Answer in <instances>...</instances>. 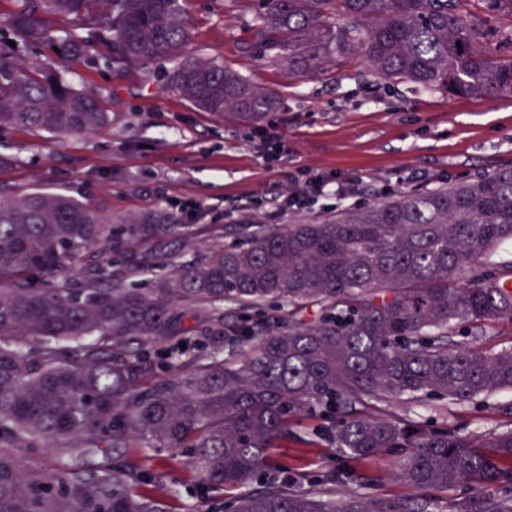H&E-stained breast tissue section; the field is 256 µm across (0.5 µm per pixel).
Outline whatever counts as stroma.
Returning a JSON list of instances; mask_svg holds the SVG:
<instances>
[{
    "label": "stroma",
    "mask_w": 512,
    "mask_h": 512,
    "mask_svg": "<svg viewBox=\"0 0 512 512\" xmlns=\"http://www.w3.org/2000/svg\"><path fill=\"white\" fill-rule=\"evenodd\" d=\"M188 52L214 58L254 86L274 91L285 103L263 129L282 144L279 160L267 165L261 141L249 126L224 123L184 98L158 75L157 61L135 70L106 65L107 50L96 46L67 61L72 84L96 92L112 115L107 129L58 138L24 129L0 132V153L11 165L0 170V200L37 190H63L90 201L113 222L157 210L188 209L198 224L219 226L220 234L196 242L194 255L239 243L246 225L322 217L336 209L387 198L396 192L423 193L512 167V93L448 97L386 83L354 54L338 58L313 79L271 62L270 51L252 46V27L263 0H186ZM482 18L485 45L512 59V11ZM323 174L355 186L353 196L317 198L299 210L282 205L301 173ZM385 412L430 429H448L476 440L512 429V390L475 402L429 400L393 403ZM317 419L295 421V439L273 449L270 476L295 489L315 490L327 472L362 475L361 489L384 500L416 495L385 452L360 462L326 437L316 436ZM171 512H210L213 500L196 489L179 456L162 453Z\"/></svg>",
    "instance_id": "1"
}]
</instances>
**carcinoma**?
Masks as SVG:
<instances>
[{"mask_svg":"<svg viewBox=\"0 0 512 512\" xmlns=\"http://www.w3.org/2000/svg\"><path fill=\"white\" fill-rule=\"evenodd\" d=\"M0 24L17 49H59L64 62L95 45L131 70L169 61L167 81L226 122L263 123L283 104L224 63L186 54L182 0H13ZM465 0H264L253 44L298 75L359 53L385 81L452 96L512 92V60L481 43ZM112 122L92 91L45 60L24 71L0 54V130L60 138ZM219 228L168 211L114 224L62 192L0 201V512H168L136 490L163 475L131 465L125 449L185 457L205 492L252 484L232 512H428L429 501L336 497V475L304 492L269 477V449L295 437L301 415L329 421L328 438L359 461L399 455L419 491L463 485L478 495L449 512H512L484 494L508 479L512 429L484 442L420 428L379 404L429 396L460 403L512 389V351L451 340L453 327L512 320V168L422 194L396 193L317 221L257 224L204 260L165 242ZM163 271L143 291L130 278ZM279 301L288 316L242 319ZM319 308L314 322L308 309ZM224 337L229 357L181 360L185 336ZM168 345L166 361L152 356ZM51 450L55 464L20 454ZM99 451L104 461L80 459Z\"/></svg>","mask_w":512,"mask_h":512,"instance_id":"carcinoma-1","label":"carcinoma"}]
</instances>
